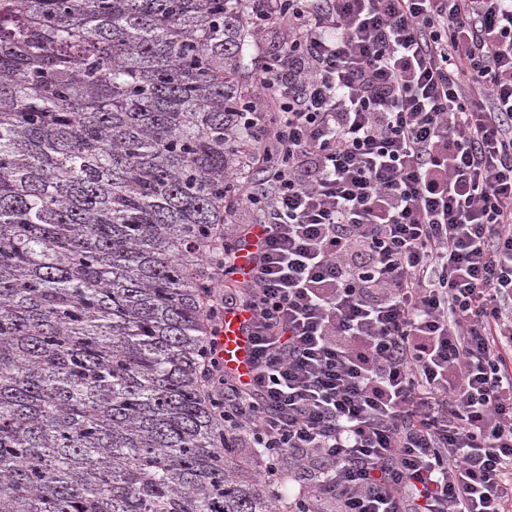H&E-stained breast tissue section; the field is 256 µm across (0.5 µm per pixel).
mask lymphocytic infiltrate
<instances>
[{
	"label": "lymphocytic infiltrate",
	"mask_w": 512,
	"mask_h": 512,
	"mask_svg": "<svg viewBox=\"0 0 512 512\" xmlns=\"http://www.w3.org/2000/svg\"><path fill=\"white\" fill-rule=\"evenodd\" d=\"M243 2L288 37L256 77L254 219L204 248L226 435L295 512H512V0ZM224 363L244 370L247 364V333L243 322L232 314L224 316Z\"/></svg>",
	"instance_id": "f902f5d3"
}]
</instances>
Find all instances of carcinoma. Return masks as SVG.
<instances>
[{"instance_id": "cac0c4a2", "label": "carcinoma", "mask_w": 512, "mask_h": 512, "mask_svg": "<svg viewBox=\"0 0 512 512\" xmlns=\"http://www.w3.org/2000/svg\"><path fill=\"white\" fill-rule=\"evenodd\" d=\"M249 38L239 0H0V512H274L200 376Z\"/></svg>"}]
</instances>
